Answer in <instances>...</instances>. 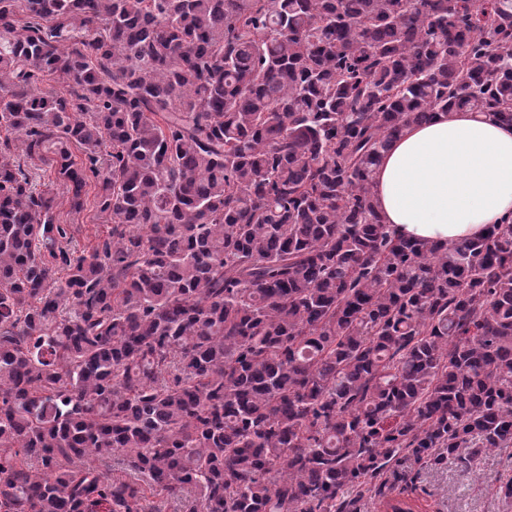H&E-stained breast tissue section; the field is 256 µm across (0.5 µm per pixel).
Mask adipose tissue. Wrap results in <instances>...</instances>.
<instances>
[{"label":"adipose tissue","mask_w":512,"mask_h":512,"mask_svg":"<svg viewBox=\"0 0 512 512\" xmlns=\"http://www.w3.org/2000/svg\"><path fill=\"white\" fill-rule=\"evenodd\" d=\"M373 191L384 224L399 236L481 237L512 222V126L469 110L407 126L376 165Z\"/></svg>","instance_id":"adipose-tissue-1"}]
</instances>
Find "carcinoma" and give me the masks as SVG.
Returning <instances> with one entry per match:
<instances>
[{"mask_svg": "<svg viewBox=\"0 0 512 512\" xmlns=\"http://www.w3.org/2000/svg\"><path fill=\"white\" fill-rule=\"evenodd\" d=\"M452 109L512 125V0H0V512H357L511 448L512 223L373 198ZM49 152L112 225L79 255Z\"/></svg>", "mask_w": 512, "mask_h": 512, "instance_id": "cac0c4a2", "label": "carcinoma"}]
</instances>
